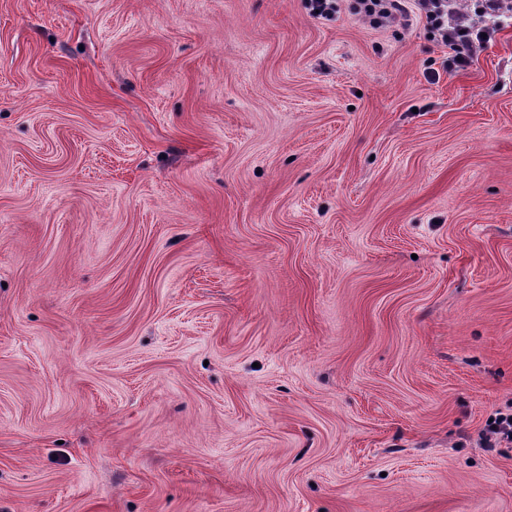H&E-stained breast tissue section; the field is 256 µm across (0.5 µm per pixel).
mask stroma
<instances>
[{"mask_svg":"<svg viewBox=\"0 0 512 512\" xmlns=\"http://www.w3.org/2000/svg\"><path fill=\"white\" fill-rule=\"evenodd\" d=\"M499 410L512 19L0 0V512H512ZM350 12L370 27L393 24L412 25L414 19L425 22L448 47L460 66L470 65L494 34L500 18L512 17L511 0H476L469 4L458 0H350ZM410 5H413L412 7ZM486 34V38H483ZM480 440L486 448L512 444V413H496L490 418Z\"/></svg>","mask_w":512,"mask_h":512,"instance_id":"obj_1","label":"stroma"}]
</instances>
